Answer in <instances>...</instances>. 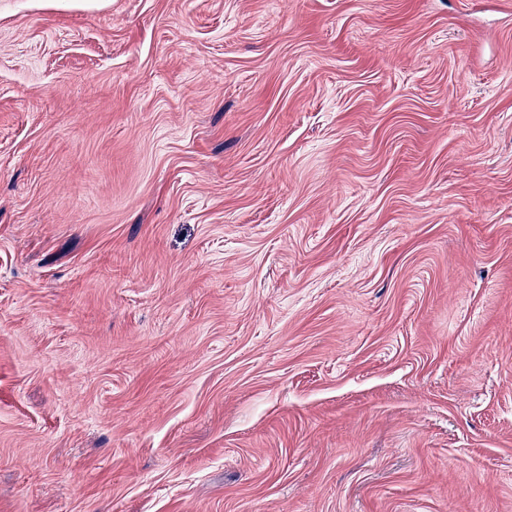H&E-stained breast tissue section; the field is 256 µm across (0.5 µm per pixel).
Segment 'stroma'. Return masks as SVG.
I'll list each match as a JSON object with an SVG mask.
<instances>
[{
    "mask_svg": "<svg viewBox=\"0 0 512 512\" xmlns=\"http://www.w3.org/2000/svg\"><path fill=\"white\" fill-rule=\"evenodd\" d=\"M0 512H512V0H0Z\"/></svg>",
    "mask_w": 512,
    "mask_h": 512,
    "instance_id": "stroma-1",
    "label": "stroma"
}]
</instances>
